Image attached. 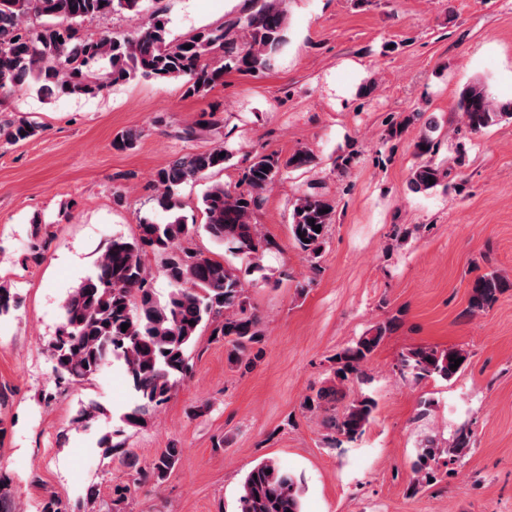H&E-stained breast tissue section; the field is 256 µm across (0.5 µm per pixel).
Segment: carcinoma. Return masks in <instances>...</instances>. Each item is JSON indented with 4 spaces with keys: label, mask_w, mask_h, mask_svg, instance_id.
<instances>
[{
    "label": "carcinoma",
    "mask_w": 512,
    "mask_h": 512,
    "mask_svg": "<svg viewBox=\"0 0 512 512\" xmlns=\"http://www.w3.org/2000/svg\"><path fill=\"white\" fill-rule=\"evenodd\" d=\"M143 0H0V101L31 80L46 99L94 96L108 85L138 77L156 80L181 79L185 93L204 96L224 78V71L260 73L270 69L288 41V0H250L251 11L237 20L244 33L240 39L224 28H204L191 35L171 38L167 20L156 9L145 17L136 31L122 37L103 35L83 39L79 25L86 20L104 19L114 13H141ZM222 63L213 66L208 58ZM457 108L468 128L478 133L512 120V100L492 99L484 86L474 84L460 94ZM416 142L420 162L410 184L416 192L428 191L440 183L442 171L433 162L438 142L431 133ZM38 123L18 119L0 124V141L17 145L37 136ZM138 129H127L112 142L117 150L136 147ZM224 147L187 153L174 158L156 173L159 208L171 214L166 224L140 220L132 238L114 237L97 263L96 271L68 292L62 316L51 346L53 369L64 382L90 380L108 364L118 363L130 379L137 402L122 414L129 428L141 427L155 409L167 401L189 373V354L203 328L212 327L224 340L227 362L232 367H250L258 358L255 348L263 331L260 317L244 296L235 270L221 260L181 247L189 235L177 211L179 189L197 182L215 170L224 169L230 155ZM314 156L299 150L283 159L277 154L256 153L240 183L232 188L215 184L202 196L204 230L219 247L250 261L259 258L274 242L262 236L252 215L263 203L264 194L287 169L312 165ZM334 205L314 189L296 198L290 215L291 234L311 259L318 257L325 243ZM321 226L317 232L314 227ZM41 224L33 225L30 256L38 259L47 244ZM164 255L162 274L169 284L165 298L150 288L143 261L145 249ZM512 288V281L496 270L478 275L471 284L467 313L484 311L498 296ZM21 298L10 286L0 283V317L19 309ZM128 325L122 330V325ZM396 326V319L377 325L351 346L331 358L333 385L319 388L306 397V409H319L336 396L339 386L361 380L365 366L384 337ZM468 359L463 349L419 346L402 354V372L415 381L430 377L449 380L460 369L452 359ZM374 408L369 397L347 405L329 416L324 424L332 433L354 440L363 433ZM100 410L83 406L74 423L89 428ZM98 447L110 457L124 448V442L105 433ZM472 448V433L459 430L446 448L432 440L420 448L415 467L417 483L435 478L430 463L441 458L455 462ZM182 449L172 444L145 469L136 470L135 480L161 484L173 472ZM0 512H22L16 503L10 476L0 471ZM237 512H302L300 488L289 472L272 460L257 464L245 477Z\"/></svg>",
    "instance_id": "obj_1"
}]
</instances>
